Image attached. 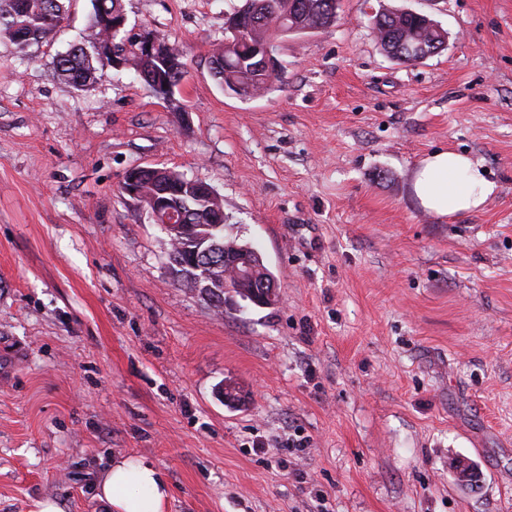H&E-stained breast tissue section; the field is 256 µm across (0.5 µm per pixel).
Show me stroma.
Returning a JSON list of instances; mask_svg holds the SVG:
<instances>
[{"label":"stroma","mask_w":512,"mask_h":512,"mask_svg":"<svg viewBox=\"0 0 512 512\" xmlns=\"http://www.w3.org/2000/svg\"><path fill=\"white\" fill-rule=\"evenodd\" d=\"M244 2L123 0L184 56L167 102L130 69L57 78L92 0L28 51L0 37V512H110L120 458L162 472L166 512H512V0H340L246 98L209 64ZM400 9L446 47L389 58L372 23ZM443 149L494 183L480 211L421 207ZM134 166L213 187L277 304L178 281Z\"/></svg>","instance_id":"1"}]
</instances>
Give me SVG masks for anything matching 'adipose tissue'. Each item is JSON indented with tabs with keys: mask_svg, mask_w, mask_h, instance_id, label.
<instances>
[{
	"mask_svg": "<svg viewBox=\"0 0 512 512\" xmlns=\"http://www.w3.org/2000/svg\"><path fill=\"white\" fill-rule=\"evenodd\" d=\"M494 189L479 162L450 150L421 159L413 180V192L423 208L451 216L481 209ZM99 496L113 512H164L169 486L144 459L120 458L106 468Z\"/></svg>",
	"mask_w": 512,
	"mask_h": 512,
	"instance_id": "adipose-tissue-1",
	"label": "adipose tissue"
}]
</instances>
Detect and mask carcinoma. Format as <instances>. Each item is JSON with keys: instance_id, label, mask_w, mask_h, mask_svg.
I'll return each instance as SVG.
<instances>
[{"instance_id": "cac0c4a2", "label": "carcinoma", "mask_w": 512, "mask_h": 512, "mask_svg": "<svg viewBox=\"0 0 512 512\" xmlns=\"http://www.w3.org/2000/svg\"><path fill=\"white\" fill-rule=\"evenodd\" d=\"M122 0H93V12L90 23V33L84 40L72 46L70 50L61 53L55 61L57 77L77 90H82L95 80L96 68L93 61L112 63V55L124 57L128 65L138 73L143 85L151 89L150 80L156 78L175 89L179 88L185 79L186 71H166L153 60L140 57L137 53L138 34L126 32L114 34L102 24L103 16L112 12H121ZM338 0H268L260 7L257 24H246L239 36H231L234 42L233 50L224 52V46L213 49L211 56L229 55L236 62L234 69L229 72L224 81H233L242 91L253 89L267 91L272 84L281 79L282 73L266 76L251 69L248 61L249 51L256 45L273 38L276 30L282 26L284 18L295 15L322 26L331 25L329 19L337 15ZM66 13L65 0H0V35L8 37L21 51L44 42L49 35L61 24ZM387 28L379 29L378 41L383 51L393 60L401 63H416L427 58V52L436 48L447 38L445 31L428 27L425 21L414 15L384 14ZM109 43L114 54L98 50V46ZM169 198L172 208L188 213L192 224H207L210 219L220 220L224 211L222 205L205 197H196L186 192L178 193L176 185ZM209 240L196 236L193 230L188 231L186 238L178 243V247L169 254V262L176 274L184 281L194 271L188 267L190 256L196 250L203 249L213 243L223 244L234 255L245 256L253 264L255 272L262 276L270 273L260 256L235 242H224V227H213L207 230Z\"/></svg>"}]
</instances>
